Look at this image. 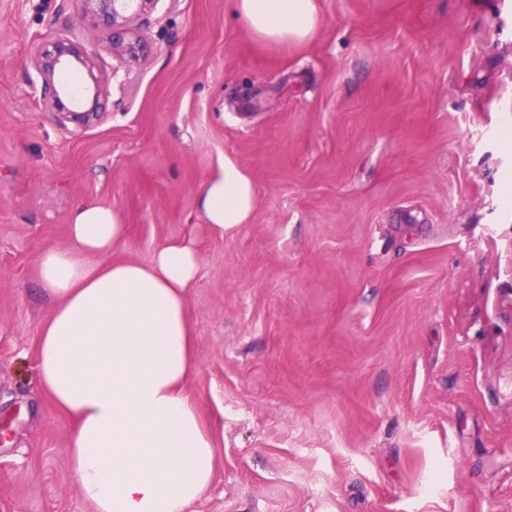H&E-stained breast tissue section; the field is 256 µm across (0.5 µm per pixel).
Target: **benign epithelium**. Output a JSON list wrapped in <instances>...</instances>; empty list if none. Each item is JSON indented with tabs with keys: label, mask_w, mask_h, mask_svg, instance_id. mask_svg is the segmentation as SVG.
<instances>
[{
	"label": "benign epithelium",
	"mask_w": 512,
	"mask_h": 512,
	"mask_svg": "<svg viewBox=\"0 0 512 512\" xmlns=\"http://www.w3.org/2000/svg\"><path fill=\"white\" fill-rule=\"evenodd\" d=\"M81 20L97 23L104 21L110 28L109 50L119 59L135 60L142 53V42L135 34L132 23L141 15L157 9L161 0H78ZM31 64L38 74L46 107L78 126L88 124L102 111V98L106 92L104 77L97 67L96 55L81 45L79 34L72 31L35 47ZM74 66L84 69L90 80L86 98L73 101L58 82L64 70Z\"/></svg>",
	"instance_id": "1"
}]
</instances>
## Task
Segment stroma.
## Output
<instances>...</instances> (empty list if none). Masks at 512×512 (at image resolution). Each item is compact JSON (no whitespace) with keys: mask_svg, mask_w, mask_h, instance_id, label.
Wrapping results in <instances>:
<instances>
[{"mask_svg":"<svg viewBox=\"0 0 512 512\" xmlns=\"http://www.w3.org/2000/svg\"><path fill=\"white\" fill-rule=\"evenodd\" d=\"M315 5L275 45L234 0H161L126 64L74 0H0V512H93L36 371V260L78 203L120 213L113 260L202 255L192 512H512V0ZM76 27L107 87L82 127L30 63ZM227 162L258 201L222 233L197 195Z\"/></svg>","mask_w":512,"mask_h":512,"instance_id":"stroma-1","label":"stroma"}]
</instances>
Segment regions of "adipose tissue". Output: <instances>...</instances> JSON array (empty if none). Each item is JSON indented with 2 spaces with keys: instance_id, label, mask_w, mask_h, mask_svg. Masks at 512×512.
Returning a JSON list of instances; mask_svg holds the SVG:
<instances>
[{
  "instance_id": "ef3b65f1",
  "label": "adipose tissue",
  "mask_w": 512,
  "mask_h": 512,
  "mask_svg": "<svg viewBox=\"0 0 512 512\" xmlns=\"http://www.w3.org/2000/svg\"><path fill=\"white\" fill-rule=\"evenodd\" d=\"M236 13L271 44L304 42L318 25L314 0H236ZM256 202L252 179L231 163L197 197L217 231L249 223ZM67 235V246L37 259L55 301L40 326L37 370L43 396L74 422L70 467L95 512H191L216 458L188 390L196 338L185 292L201 255L182 239L146 264L113 260L126 226L102 205H75Z\"/></svg>"
}]
</instances>
